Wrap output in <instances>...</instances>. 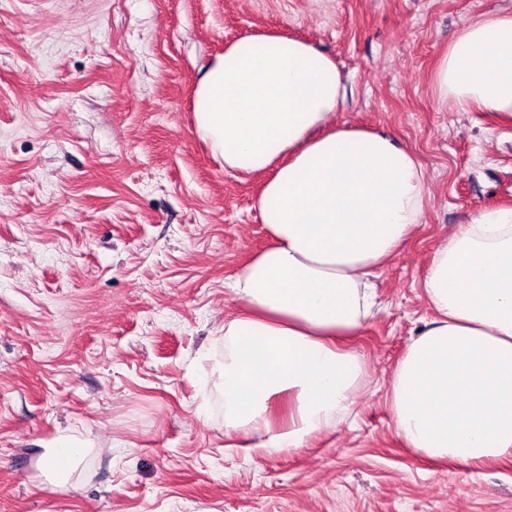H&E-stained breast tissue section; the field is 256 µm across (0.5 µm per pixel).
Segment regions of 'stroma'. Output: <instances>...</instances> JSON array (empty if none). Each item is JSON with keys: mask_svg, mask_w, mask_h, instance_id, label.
Masks as SVG:
<instances>
[{"mask_svg": "<svg viewBox=\"0 0 512 512\" xmlns=\"http://www.w3.org/2000/svg\"><path fill=\"white\" fill-rule=\"evenodd\" d=\"M512 0H0V512H512V458L474 469L407 448L387 388L435 317L421 282L481 209L512 208V123L438 106L451 34ZM281 31L335 58L338 121L429 177L347 347L353 425L261 456L224 434L226 284L270 238L263 180L194 131L204 67ZM66 437L67 483L40 470ZM54 447L55 448H52L50 453L47 455L44 465L45 470L50 474H57L63 470V466H59L57 463L58 457L62 453H69L66 463H68L67 469H70L79 462L85 451L83 443L79 445L68 438L61 439Z\"/></svg>", "mask_w": 512, "mask_h": 512, "instance_id": "1", "label": "stroma"}]
</instances>
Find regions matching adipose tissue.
Returning a JSON list of instances; mask_svg holds the SVG:
<instances>
[{
    "label": "adipose tissue",
    "instance_id": "1",
    "mask_svg": "<svg viewBox=\"0 0 512 512\" xmlns=\"http://www.w3.org/2000/svg\"><path fill=\"white\" fill-rule=\"evenodd\" d=\"M438 104L512 121V11L463 25L433 75ZM335 60L284 34H248L206 66L194 130L225 170L266 174L257 202L271 243L229 285L224 431L260 455L302 448L350 416L366 372L342 345L376 304L373 283L419 224L427 172L392 136L337 123ZM437 316L389 388L396 432L416 452L478 468L512 457V209L483 210L422 281ZM287 415L272 422L273 399Z\"/></svg>",
    "mask_w": 512,
    "mask_h": 512
}]
</instances>
